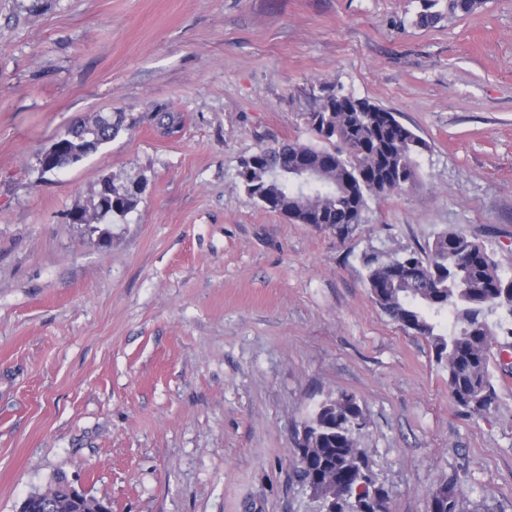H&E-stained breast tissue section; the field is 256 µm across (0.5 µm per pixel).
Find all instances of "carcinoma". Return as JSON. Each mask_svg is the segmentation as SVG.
<instances>
[{
  "label": "carcinoma",
  "mask_w": 512,
  "mask_h": 512,
  "mask_svg": "<svg viewBox=\"0 0 512 512\" xmlns=\"http://www.w3.org/2000/svg\"><path fill=\"white\" fill-rule=\"evenodd\" d=\"M483 0H422L416 25L430 27L444 15L466 16ZM313 143L289 139L261 149L241 161L240 177L248 199L301 224H328L348 233L361 223L373 197L403 189L416 175V157L425 142L396 115L365 98L346 96L325 86L316 108L306 113ZM105 127L104 142L125 129V114L112 124L97 114L70 125L60 135L71 146L95 139ZM321 169L306 190L279 173L283 161ZM112 209L124 216L137 197L123 184L109 182ZM365 281L374 302L395 322L427 339L437 362L448 370V390L457 405L474 415L495 408L490 363L492 348L512 346V276L506 277L494 253L456 231H443L426 245L391 260L376 253L363 257ZM367 425L357 398L340 393L323 401L305 423L309 429L298 449L297 476H316L320 494L336 497L337 512H366L372 490L368 463L356 446ZM59 476L39 490L31 512H81ZM466 497L450 477L428 495L429 512H466Z\"/></svg>",
  "instance_id": "obj_1"
}]
</instances>
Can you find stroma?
I'll return each instance as SVG.
<instances>
[{"label": "stroma", "mask_w": 512, "mask_h": 512, "mask_svg": "<svg viewBox=\"0 0 512 512\" xmlns=\"http://www.w3.org/2000/svg\"><path fill=\"white\" fill-rule=\"evenodd\" d=\"M422 0H0V512L63 476L112 512H321L304 421L346 392L390 512L458 476L512 512V351L488 416L371 299L361 257L452 229L512 275V0L416 26ZM428 145L413 184L339 235L249 201L243 157L311 142L322 85ZM178 113L164 134L149 115ZM126 128L42 174L72 123ZM133 211L75 224L103 179Z\"/></svg>", "instance_id": "obj_1"}]
</instances>
